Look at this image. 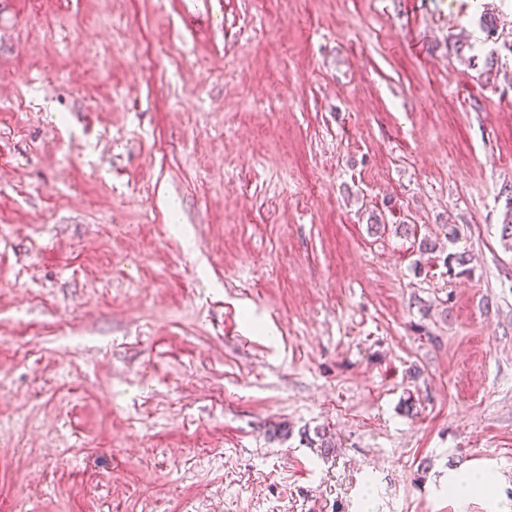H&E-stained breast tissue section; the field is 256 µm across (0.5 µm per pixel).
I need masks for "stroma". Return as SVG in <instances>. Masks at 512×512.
Returning a JSON list of instances; mask_svg holds the SVG:
<instances>
[{
    "instance_id": "1",
    "label": "stroma",
    "mask_w": 512,
    "mask_h": 512,
    "mask_svg": "<svg viewBox=\"0 0 512 512\" xmlns=\"http://www.w3.org/2000/svg\"><path fill=\"white\" fill-rule=\"evenodd\" d=\"M510 184L512 0H0V512H512Z\"/></svg>"
}]
</instances>
